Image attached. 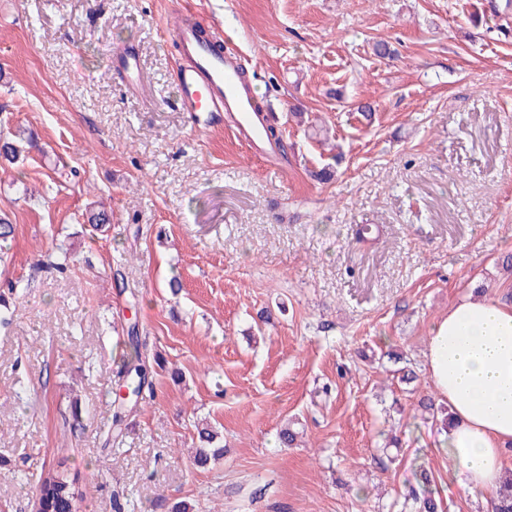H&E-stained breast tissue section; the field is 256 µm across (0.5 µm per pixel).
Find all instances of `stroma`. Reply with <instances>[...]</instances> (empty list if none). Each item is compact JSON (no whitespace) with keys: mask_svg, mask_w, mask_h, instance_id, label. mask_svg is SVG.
<instances>
[{"mask_svg":"<svg viewBox=\"0 0 512 512\" xmlns=\"http://www.w3.org/2000/svg\"><path fill=\"white\" fill-rule=\"evenodd\" d=\"M495 2L0 0V132L23 142L0 165L23 283L0 327V512H36L51 476L81 512L116 493L129 512H402L427 489L486 512L419 402L444 405L425 353L449 305L512 300V13ZM179 11L240 58L287 155L182 109ZM129 45L134 85L114 67ZM101 206L106 233L87 221ZM132 318L161 362L117 434ZM202 423L225 452L199 468Z\"/></svg>","mask_w":512,"mask_h":512,"instance_id":"1","label":"stroma"}]
</instances>
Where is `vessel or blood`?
<instances>
[{"label": "vessel or blood", "instance_id": "vessel-or-blood-1", "mask_svg": "<svg viewBox=\"0 0 512 512\" xmlns=\"http://www.w3.org/2000/svg\"><path fill=\"white\" fill-rule=\"evenodd\" d=\"M172 31L183 53L177 74L182 100L194 112L234 113L235 129L243 143L252 148L262 145L265 109L245 83L241 62L203 37L198 23L180 17Z\"/></svg>", "mask_w": 512, "mask_h": 512}]
</instances>
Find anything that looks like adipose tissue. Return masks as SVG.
I'll list each match as a JSON object with an SVG mask.
<instances>
[{
	"mask_svg": "<svg viewBox=\"0 0 512 512\" xmlns=\"http://www.w3.org/2000/svg\"><path fill=\"white\" fill-rule=\"evenodd\" d=\"M426 374L451 410L442 448L459 484L494 490L512 447V303L466 296L432 330Z\"/></svg>",
	"mask_w": 512,
	"mask_h": 512,
	"instance_id": "obj_1",
	"label": "adipose tissue"
}]
</instances>
